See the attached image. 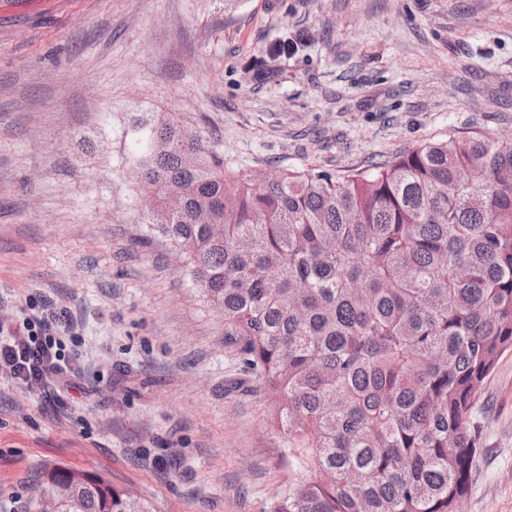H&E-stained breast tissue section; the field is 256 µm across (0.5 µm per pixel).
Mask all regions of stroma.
Segmentation results:
<instances>
[{
    "label": "stroma",
    "mask_w": 512,
    "mask_h": 512,
    "mask_svg": "<svg viewBox=\"0 0 512 512\" xmlns=\"http://www.w3.org/2000/svg\"><path fill=\"white\" fill-rule=\"evenodd\" d=\"M298 51L253 70L282 36ZM177 113L238 175L353 176L432 140L512 134V0H0V321L74 322L68 386L0 370V512L37 473L157 512H269V400L161 239L143 241L139 113ZM460 512H512V352L475 407Z\"/></svg>",
    "instance_id": "1"
}]
</instances>
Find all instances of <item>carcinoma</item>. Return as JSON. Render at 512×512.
<instances>
[{"label":"carcinoma","instance_id":"carcinoma-1","mask_svg":"<svg viewBox=\"0 0 512 512\" xmlns=\"http://www.w3.org/2000/svg\"><path fill=\"white\" fill-rule=\"evenodd\" d=\"M146 238L185 256L269 399L291 477L270 512H458L476 401L512 351V143H424L372 171L232 174L175 115L137 122ZM61 512H156L42 469Z\"/></svg>","mask_w":512,"mask_h":512}]
</instances>
